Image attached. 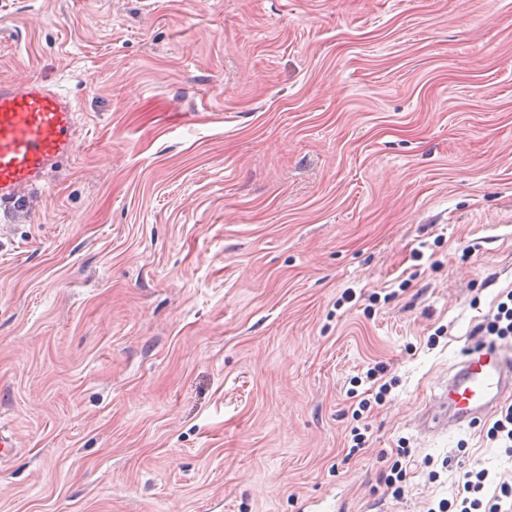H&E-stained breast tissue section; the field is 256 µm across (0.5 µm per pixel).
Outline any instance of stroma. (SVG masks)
Instances as JSON below:
<instances>
[{"label":"stroma","instance_id":"1","mask_svg":"<svg viewBox=\"0 0 512 512\" xmlns=\"http://www.w3.org/2000/svg\"><path fill=\"white\" fill-rule=\"evenodd\" d=\"M27 79L81 132L0 214V512L512 482L482 427L416 426L512 289V0H0V80Z\"/></svg>","mask_w":512,"mask_h":512}]
</instances>
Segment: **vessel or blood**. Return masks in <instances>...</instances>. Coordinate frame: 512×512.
I'll return each instance as SVG.
<instances>
[{
	"label": "vessel or blood",
	"instance_id": "1",
	"mask_svg": "<svg viewBox=\"0 0 512 512\" xmlns=\"http://www.w3.org/2000/svg\"><path fill=\"white\" fill-rule=\"evenodd\" d=\"M77 132V112L60 89L36 80L0 82L1 211H10L72 155ZM511 396L512 348L485 341L453 364L428 426L445 434L479 424Z\"/></svg>",
	"mask_w": 512,
	"mask_h": 512
}]
</instances>
